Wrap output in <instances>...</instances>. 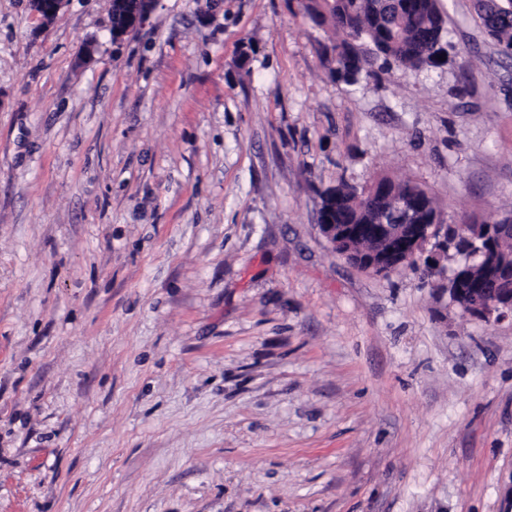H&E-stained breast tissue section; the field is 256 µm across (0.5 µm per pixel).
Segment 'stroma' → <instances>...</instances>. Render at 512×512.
Masks as SVG:
<instances>
[{"instance_id":"obj_1","label":"stroma","mask_w":512,"mask_h":512,"mask_svg":"<svg viewBox=\"0 0 512 512\" xmlns=\"http://www.w3.org/2000/svg\"><path fill=\"white\" fill-rule=\"evenodd\" d=\"M355 86L299 0H0V512H512V315L365 273L318 192L512 210V65ZM124 11V22L112 27V39H118L136 30L153 9L157 0H114Z\"/></svg>"}]
</instances>
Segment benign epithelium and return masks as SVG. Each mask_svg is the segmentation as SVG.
Segmentation results:
<instances>
[{
  "mask_svg": "<svg viewBox=\"0 0 512 512\" xmlns=\"http://www.w3.org/2000/svg\"><path fill=\"white\" fill-rule=\"evenodd\" d=\"M124 11V22L111 29L112 38L118 39L142 24L156 4V0H116ZM67 0H32L34 11L45 17L59 12ZM416 197L407 196L395 200L382 191L373 202L372 209L380 214V222L374 224H334L329 214L318 215V228L334 249L354 240L378 241L382 252L363 255L360 264L366 272L384 275L425 257V265L433 272H442L441 260L448 256V226L440 223L438 216L429 224L415 223ZM478 254L491 259L494 270L485 276L479 287L470 288L468 268L456 267L448 276V295L463 300L464 312L489 320L506 312L512 313V263L489 257L484 249Z\"/></svg>",
  "mask_w": 512,
  "mask_h": 512,
  "instance_id": "obj_1",
  "label": "benign epithelium"
}]
</instances>
